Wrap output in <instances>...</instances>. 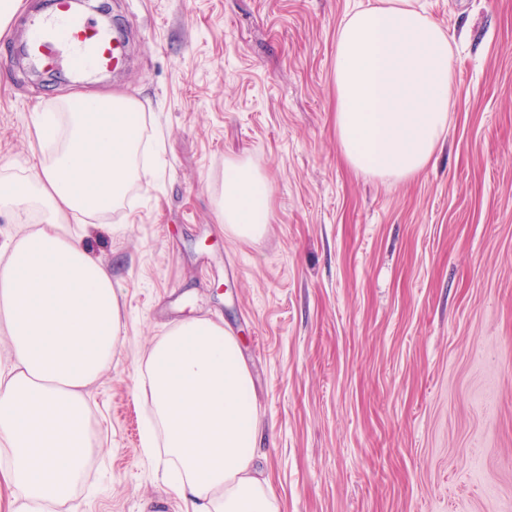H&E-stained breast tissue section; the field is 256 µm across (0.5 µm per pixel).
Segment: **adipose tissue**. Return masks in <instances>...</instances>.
Masks as SVG:
<instances>
[{"mask_svg":"<svg viewBox=\"0 0 512 512\" xmlns=\"http://www.w3.org/2000/svg\"><path fill=\"white\" fill-rule=\"evenodd\" d=\"M336 140L347 164L385 182L423 171L449 125L453 56L449 35L419 0H371L336 36ZM58 136L49 118L37 139L55 147L31 175L0 184V216L16 224L0 240V482L20 491L15 512L69 497L89 450L88 388L117 353L123 314L107 267L65 225L121 204L136 175L140 104L86 99ZM108 111H101V104ZM217 215L237 239L262 237L269 190L247 162L224 169ZM151 420L146 453L163 448L167 478L184 512H281L255 464L254 382L236 336L197 317L170 327L140 367Z\"/></svg>","mask_w":512,"mask_h":512,"instance_id":"1","label":"adipose tissue"}]
</instances>
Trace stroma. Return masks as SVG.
<instances>
[{
	"instance_id": "obj_1",
	"label": "stroma",
	"mask_w": 512,
	"mask_h": 512,
	"mask_svg": "<svg viewBox=\"0 0 512 512\" xmlns=\"http://www.w3.org/2000/svg\"><path fill=\"white\" fill-rule=\"evenodd\" d=\"M361 2L97 0L129 69L0 77V179L39 167L38 113L91 94L138 99L154 156L123 206L69 220L112 273L124 344L51 512H182L143 452L138 380L155 336L201 316L240 341L282 512H512V0H421L451 36V128L398 183L336 141V34ZM233 160L270 187L255 241L215 212Z\"/></svg>"
}]
</instances>
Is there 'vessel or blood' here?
I'll list each match as a JSON object with an SVG mask.
<instances>
[{"label":"vessel or blood","instance_id":"vessel-or-blood-1","mask_svg":"<svg viewBox=\"0 0 512 512\" xmlns=\"http://www.w3.org/2000/svg\"><path fill=\"white\" fill-rule=\"evenodd\" d=\"M28 22L22 52L45 71L109 73L124 61V41L104 22L78 12L74 0H52L49 14Z\"/></svg>","mask_w":512,"mask_h":512}]
</instances>
